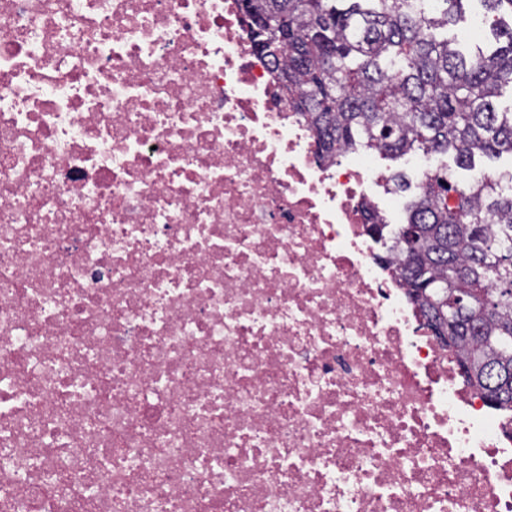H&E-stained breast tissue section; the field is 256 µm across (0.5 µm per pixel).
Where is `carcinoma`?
Segmentation results:
<instances>
[{
  "label": "carcinoma",
  "mask_w": 512,
  "mask_h": 512,
  "mask_svg": "<svg viewBox=\"0 0 512 512\" xmlns=\"http://www.w3.org/2000/svg\"><path fill=\"white\" fill-rule=\"evenodd\" d=\"M476 15L512 14V0H239L255 13L253 41L282 40L270 55L287 92L308 117L321 155L363 148L391 159L454 153L458 167L475 156L512 155V108L496 98L512 89V27L493 51L470 46L448 28ZM404 225L418 231L416 261L400 234L409 297L427 324L443 328L463 362L466 382L493 407L512 411V170L459 186L446 170L417 184ZM491 305L467 299L473 284Z\"/></svg>",
  "instance_id": "1"
}]
</instances>
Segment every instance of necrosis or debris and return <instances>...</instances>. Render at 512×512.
I'll return each mask as SVG.
<instances>
[{
  "instance_id": "1",
  "label": "necrosis or debris",
  "mask_w": 512,
  "mask_h": 512,
  "mask_svg": "<svg viewBox=\"0 0 512 512\" xmlns=\"http://www.w3.org/2000/svg\"><path fill=\"white\" fill-rule=\"evenodd\" d=\"M238 0H0V512H512Z\"/></svg>"
}]
</instances>
